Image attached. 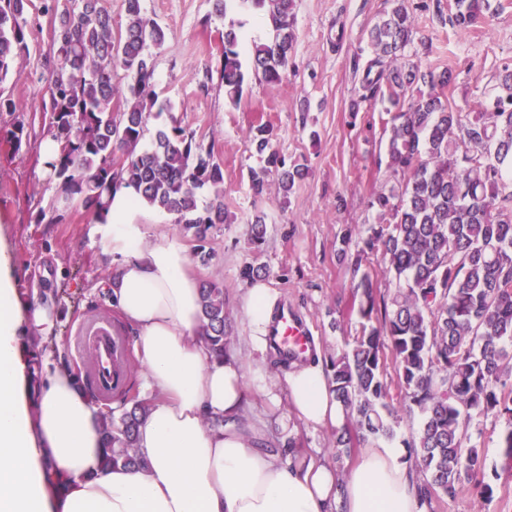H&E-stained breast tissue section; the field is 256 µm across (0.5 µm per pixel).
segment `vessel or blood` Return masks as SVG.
I'll return each instance as SVG.
<instances>
[{
    "label": "vessel or blood",
    "instance_id": "vessel-or-blood-1",
    "mask_svg": "<svg viewBox=\"0 0 512 512\" xmlns=\"http://www.w3.org/2000/svg\"><path fill=\"white\" fill-rule=\"evenodd\" d=\"M312 342L307 320L291 308H281L268 329V345L304 357L310 352ZM71 348L82 376L100 399H111L113 393L126 387L130 338L110 315L98 312L85 316L77 326Z\"/></svg>",
    "mask_w": 512,
    "mask_h": 512
}]
</instances>
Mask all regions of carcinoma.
<instances>
[{
	"label": "carcinoma",
	"instance_id": "carcinoma-1",
	"mask_svg": "<svg viewBox=\"0 0 512 512\" xmlns=\"http://www.w3.org/2000/svg\"><path fill=\"white\" fill-rule=\"evenodd\" d=\"M294 2L215 0V16L258 14L269 30L250 42L243 23L224 26L221 76L230 105L240 103L253 79L282 82L296 38ZM392 2L366 31L370 57L358 86L359 101L389 103L380 116L389 133L386 180L370 199L376 222L348 230L337 256L354 250L356 273L365 258L381 255L394 288L377 297L378 280L366 272L354 284L361 330L330 361L333 392L348 422L335 447L348 453L354 436L360 442L395 436L399 418L383 380L392 355L403 398L422 415L404 447L422 476L420 507L434 512L433 502L455 499L485 468L475 418L505 420L502 444L512 459V71L483 92L480 111H461L448 94L452 71H423L410 58L414 19L405 0ZM31 6L33 0H0V84L19 75L16 62L29 53ZM123 7L127 23L116 33L103 0H40L50 41L38 81L45 84L42 111L52 117L47 136L56 144V156L43 163L44 179L96 220L118 187L132 188L202 241L227 220L222 164L213 147L196 141L158 103L154 50L165 42L164 29L146 16L143 0H123ZM453 9V26L469 30L497 7L492 0H453ZM118 69L127 78L122 88L114 82ZM153 111L167 119L151 130ZM3 112L13 120L0 128V143L14 157L27 145L31 122L0 94ZM255 131L267 156L261 170L250 172L253 195L265 193L273 172L291 193L305 168L287 164L272 148L270 124ZM201 312L199 335L221 357L231 343L222 282L203 283ZM144 415V405L127 393L119 409L103 414L106 465L141 464L135 431Z\"/></svg>",
	"mask_w": 512,
	"mask_h": 512
}]
</instances>
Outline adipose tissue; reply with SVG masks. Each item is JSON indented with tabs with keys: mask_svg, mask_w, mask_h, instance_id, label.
Returning a JSON list of instances; mask_svg holds the SVG:
<instances>
[{
	"mask_svg": "<svg viewBox=\"0 0 512 512\" xmlns=\"http://www.w3.org/2000/svg\"><path fill=\"white\" fill-rule=\"evenodd\" d=\"M144 210L122 187L95 225L112 261L104 289L143 366L139 466L105 467L102 406L62 357L45 355L36 367L24 353L22 327L52 335L58 310L48 294L20 298L0 247V512H421L403 445L367 448L342 478L323 460L286 461L259 447L266 424L246 420L253 365L210 354L198 334L200 280L186 246L175 235H148ZM241 310L254 350L265 352L273 319L265 283L248 285ZM282 389L299 420L345 423L321 363L261 380L268 402Z\"/></svg>",
	"mask_w": 512,
	"mask_h": 512,
	"instance_id": "ef3b65f1",
	"label": "adipose tissue"
}]
</instances>
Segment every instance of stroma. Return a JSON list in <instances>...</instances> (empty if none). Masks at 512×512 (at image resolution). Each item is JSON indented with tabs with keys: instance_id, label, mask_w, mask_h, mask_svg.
I'll use <instances>...</instances> for the list:
<instances>
[{
	"instance_id": "1",
	"label": "stroma",
	"mask_w": 512,
	"mask_h": 512,
	"mask_svg": "<svg viewBox=\"0 0 512 512\" xmlns=\"http://www.w3.org/2000/svg\"><path fill=\"white\" fill-rule=\"evenodd\" d=\"M452 2L407 0L417 40L430 45L416 59L426 70L450 67L455 102L473 112L494 76L512 68V0H498L497 13L468 31L452 26ZM143 5L166 32L156 56L155 90L222 162L228 214L201 244L160 212L146 216L148 234L178 233L188 252L201 246L209 253L208 262L196 259L192 265L201 281L223 282L234 346L249 342L241 305L247 283L243 269L250 265L259 268L276 302H288L310 322L317 353L328 359L359 329L352 273L336 250L347 227L372 221L368 201L385 177L379 109L356 106L355 100L369 55L365 33L390 9V0H296V43L287 77L275 86L252 82L235 108L224 101L219 77L224 22L214 16L211 0H143ZM29 23V53L18 60L20 77L6 90L35 123L22 155L0 153V241L13 255L21 296L32 297L51 284L60 317L48 341L65 347L84 315L110 311L99 284L112 263L92 235L91 215L62 200L44 181L41 143L48 116L41 110L44 88L30 75L48 44V24L34 13ZM262 120L274 127L273 147L307 167L291 194H284L273 176L263 196L250 190L248 173L263 164L251 129ZM42 208L58 210L62 221L36 223ZM261 212L268 219L256 244L253 221ZM268 430L265 447L295 440L299 454L324 459L341 475L363 451L358 444L351 455L337 457L335 427L298 420L284 401L270 416ZM434 512H512V474L503 472L495 481L490 502H483L471 483L455 499L435 502Z\"/></svg>"
}]
</instances>
